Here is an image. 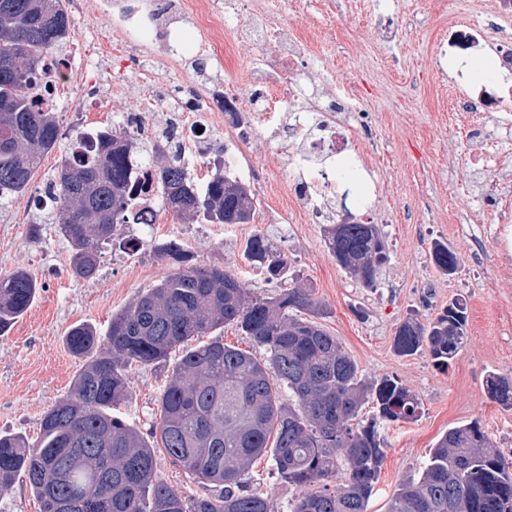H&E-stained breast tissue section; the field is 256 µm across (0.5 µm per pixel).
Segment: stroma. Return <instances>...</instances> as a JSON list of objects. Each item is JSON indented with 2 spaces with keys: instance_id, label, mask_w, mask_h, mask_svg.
<instances>
[{
  "instance_id": "obj_1",
  "label": "stroma",
  "mask_w": 512,
  "mask_h": 512,
  "mask_svg": "<svg viewBox=\"0 0 512 512\" xmlns=\"http://www.w3.org/2000/svg\"><path fill=\"white\" fill-rule=\"evenodd\" d=\"M263 2L267 10L289 11L296 20L316 54L319 82L331 89L354 83L363 93L366 121L356 137L377 140L385 151L360 184L380 197L369 216L382 230L389 261L377 286L363 287L337 264L327 225L288 210L281 195L283 175L271 157L278 150L292 154L295 147L267 135L255 136L242 148V182L257 174L266 178L251 223H184L166 212L155 224H126L121 237L139 239L140 249L110 245L95 278H76L71 248L57 226L41 224L39 215L28 212L31 193L55 179L65 157V144H57L43 156L29 192L0 207V277L22 269L39 284L27 312L0 336V431L36 438L43 414L69 395L81 365L65 346L69 329L84 323L105 334L114 313L168 273V264L155 251L158 244L177 241L198 261L235 274L250 296L273 295L274 285L244 258L247 240L261 234L273 252L287 256L298 282L312 288L325 308L321 326L355 361L362 378H397L422 405L418 420L380 426L386 458L367 512H386L397 485L422 472L448 429L479 421L496 448L512 458V409L492 402L485 391L489 373L512 377V237L499 239L492 215L476 216L484 203L473 196L466 176L464 121L449 111L448 79L437 73L432 58L433 43L449 23L470 18L469 0H389L405 24L402 40L394 45L374 38L375 0ZM74 26L98 30L99 57L83 66L88 80L101 84L99 63L119 65L125 48L100 16L86 13ZM257 53L254 46L239 48L226 62H213L203 82L247 80ZM129 80L125 89L101 85L108 105L89 113L91 126L113 125L134 112L138 100L176 89L182 75L158 49ZM22 214L28 223H18ZM36 222L41 231L35 238L30 226ZM439 242L459 256L452 276L443 275L432 261L431 249ZM460 296L468 303V334L448 369L436 367L424 353L402 357L395 352L393 338L401 323L435 318ZM167 376L163 366L134 365L128 371L121 410L141 431L159 420ZM244 482L268 494L272 512H288L297 494L265 457L254 463Z\"/></svg>"
}]
</instances>
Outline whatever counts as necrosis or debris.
Listing matches in <instances>:
<instances>
[{
    "label": "necrosis or debris",
    "mask_w": 512,
    "mask_h": 512,
    "mask_svg": "<svg viewBox=\"0 0 512 512\" xmlns=\"http://www.w3.org/2000/svg\"><path fill=\"white\" fill-rule=\"evenodd\" d=\"M91 9L108 20L113 36L134 53L161 47L169 63L177 65L186 55L216 59L224 43L225 30L235 41L260 48L251 64L248 84L202 83L190 73L180 90L182 112L170 127L172 145L190 168L210 156L214 136L223 135L225 170L239 175L236 152L242 132L263 133L254 125V114L277 113L278 130L297 144L289 158L291 178L287 197L314 223L356 222L350 209L353 200V169L378 151L375 143L366 149L352 146V126L344 121L347 112L360 111L361 94L356 87L334 93L318 90L309 63L310 42L296 32L287 17L271 19L261 0H77L76 11ZM512 20V0H490L479 21L457 23L449 43L435 46L436 64H448L456 78L451 85L455 111L468 115L465 133L472 145L469 177L475 195H482L493 177L492 150L504 130L495 113L512 111V34L504 27ZM75 40L59 44L42 63L31 99L40 109L56 113L70 142L83 140V113L103 108L100 92L84 90L81 72L73 63ZM495 55L493 75L498 90L495 98L474 94L463 79L470 61ZM162 99L150 103L147 113L132 115L122 127L132 144L129 181L141 209V223H157L162 200L160 183L148 160L143 138L145 119L162 120Z\"/></svg>",
    "instance_id": "1"
}]
</instances>
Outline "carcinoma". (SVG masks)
Instances as JSON below:
<instances>
[{
    "label": "carcinoma",
    "mask_w": 512,
    "mask_h": 512,
    "mask_svg": "<svg viewBox=\"0 0 512 512\" xmlns=\"http://www.w3.org/2000/svg\"><path fill=\"white\" fill-rule=\"evenodd\" d=\"M70 28L61 0H0V205L26 189L43 154L56 147L52 112L27 95L43 57ZM129 144L99 132L64 160L53 183L57 205L48 215L72 249L73 275L93 279L116 227L133 221L134 192L127 168ZM151 163L165 190L162 208L182 220L248 224L256 201L246 184L220 173L199 185L181 160L157 147ZM336 262L365 287H375L386 263V242L376 224H346L331 232ZM171 270L123 310L105 336L79 324L66 338L84 360L70 397L43 415L31 441L0 433V488L23 477L41 512H270L269 499L244 486L260 457L278 477L301 490L288 512H366L386 449L380 424L417 420L418 399L398 379L368 383L353 359L314 321L322 306L310 289L288 285V257L253 236L245 259L280 285L272 297H251L238 277L200 264L181 244L156 247ZM436 268L452 275L458 255L434 245ZM38 283L24 270L0 279V335L30 308ZM232 323L265 349L260 359L214 336ZM467 305L448 303L423 324L406 320L394 336L402 356L427 353L439 368L461 351ZM181 350L160 395V421L149 435L117 407L132 365L165 366ZM288 389L283 401L279 389ZM486 393L512 407V380L491 373ZM377 413L361 418L364 404ZM209 492L194 497L168 484L156 452ZM343 470L332 489L328 479ZM387 512H512V459L494 447L477 421L448 430L417 478L403 481Z\"/></svg>",
    "instance_id": "obj_1"
}]
</instances>
